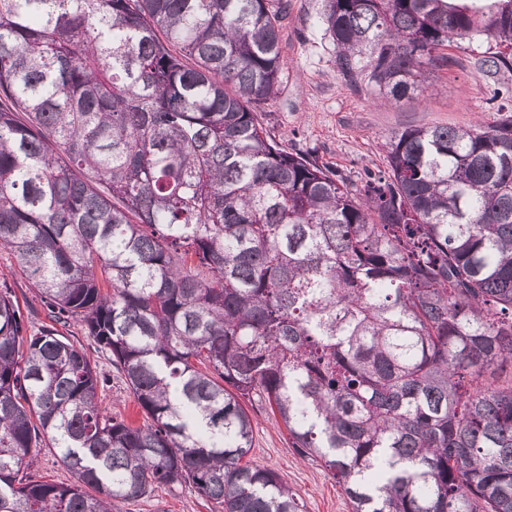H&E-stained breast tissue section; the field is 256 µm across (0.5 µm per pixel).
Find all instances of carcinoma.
<instances>
[{"label":"carcinoma","instance_id":"carcinoma-1","mask_svg":"<svg viewBox=\"0 0 512 512\" xmlns=\"http://www.w3.org/2000/svg\"><path fill=\"white\" fill-rule=\"evenodd\" d=\"M284 0H0V512L189 484L305 512L244 461L265 405L352 512H512V118L407 127L356 186L267 135ZM336 69L397 103L438 49L512 70V0H324ZM81 324L149 424L98 404ZM68 484L19 475L43 443ZM1 272L10 279L13 288H15L17 292L21 306L28 303V306L33 305L39 308L33 288H30L27 279L20 272L16 259L6 250L0 251V273Z\"/></svg>","mask_w":512,"mask_h":512}]
</instances>
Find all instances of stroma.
Wrapping results in <instances>:
<instances>
[{"label": "stroma", "mask_w": 512, "mask_h": 512, "mask_svg": "<svg viewBox=\"0 0 512 512\" xmlns=\"http://www.w3.org/2000/svg\"><path fill=\"white\" fill-rule=\"evenodd\" d=\"M324 0H288L280 29L282 79L276 96L258 106L266 130L288 151L304 152L319 165L360 183L385 168L384 143L394 131L413 127H469L500 120L499 105L512 106V71L489 79L478 67L484 46L457 41L442 47L427 66L412 98L381 104L367 84L353 87L336 69V47L316 21ZM106 382L98 392L105 413L132 427L144 414L106 356L95 357ZM249 459L275 469L303 501L306 512H351L338 484L319 463L301 459L288 446L280 419L254 407ZM120 512H215L187 484H171L120 504Z\"/></svg>", "instance_id": "obj_1"}]
</instances>
